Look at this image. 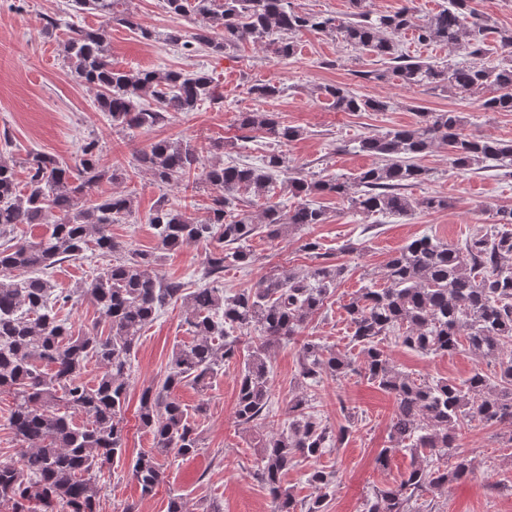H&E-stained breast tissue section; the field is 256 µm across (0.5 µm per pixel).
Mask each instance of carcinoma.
Wrapping results in <instances>:
<instances>
[{"instance_id": "cac0c4a2", "label": "carcinoma", "mask_w": 512, "mask_h": 512, "mask_svg": "<svg viewBox=\"0 0 512 512\" xmlns=\"http://www.w3.org/2000/svg\"><path fill=\"white\" fill-rule=\"evenodd\" d=\"M414 2L404 0L397 10L377 14L369 9L368 0H349L350 11L340 15L302 12L291 0H164V7L175 16L209 22L190 41L179 29L168 34L170 43L184 49L197 43L222 54L240 42L266 39L273 54L286 59L295 54L298 33L320 32L389 61L386 71L360 73L365 80L393 77L407 86L461 97L480 92L485 110L512 112V29L498 28L483 18L474 0H446L423 21ZM74 4L96 12L101 24L71 28L63 52L76 76L98 91V105L112 121L129 129H151L168 123L176 112H192L205 101L223 99L205 72L185 75L113 67L106 49L112 20L140 31L145 39L151 33L119 10L125 0ZM408 30L420 42L446 45L466 58L485 53L491 36L501 49V63L486 68L412 59L399 48L398 37ZM249 93L273 98L282 88L259 83ZM322 93L339 112L388 108L384 100L340 85L325 86ZM238 128L262 131L278 146L301 136L299 129L283 124L272 112H241ZM439 144L448 147V158L459 169L492 162L512 178V141L464 133L462 119L453 110H424L411 126L360 139V150L380 162L351 182L313 180L301 174L286 178L301 202L290 210L267 202L257 223L248 211L237 208V202L242 195L269 196L274 177L288 173L283 152L272 151L259 166L218 162L201 167L198 153L188 144L151 143L139 153L137 167L156 184H179L198 169L213 194L203 221L163 201L149 217L159 251L218 243L207 255L205 283L189 293L181 282L155 275V253L117 256L123 247L112 238L110 227L132 214L133 199L101 190L118 173L103 162L96 141L83 145L72 166L30 153L24 191L19 190L14 166L0 161V390L13 395L8 426L17 445L16 459L0 463V502L10 503L13 512H100L104 470L120 461L125 451L131 355L141 330L171 303L185 305L194 339L173 349L163 379L140 394L138 418L153 435V447L140 452L131 466L141 494L149 496L163 483L160 458H190L200 451V433L173 392L185 384L205 383L224 360L235 357L238 330L252 329L257 335L247 339L236 418L243 425H260L270 413L268 351L305 328L345 278L347 268L320 263L302 276L284 268L256 289L227 296L220 287L224 262L249 264L251 253L242 244L260 234L275 239L326 223L327 214L309 200L312 195L345 198L367 216L410 217L418 209L447 208L444 197L413 199L402 193L425 179L427 170L416 159ZM499 223L474 233L461 247L429 236L411 240L386 263V287L363 288L343 305L352 341L360 346L365 376L396 400L390 442L415 455L449 460L444 467L411 468L397 485L380 491L367 512H409L413 497L471 476L473 462L458 444L464 420L512 426V355L500 356L504 346L512 344V209L500 211ZM17 224H47L49 230L37 241L5 238ZM92 246L112 262L98 270L79 296L98 308L107 330L75 332L58 315L60 308L75 301L73 294L54 292L45 274L62 262L83 258ZM392 333L403 346L422 353L451 354L465 344L474 353L497 360V370L490 377L477 369L461 383L412 379L391 364L381 346ZM300 354L304 380L338 379L357 371L356 361L313 339L302 341ZM92 361L101 374L88 385L83 374ZM77 414L85 415L87 422L75 423ZM286 414L288 430L267 434L261 444L259 478L272 499L273 512H298L297 500L282 484L283 473L296 458L318 457L327 444L348 435L347 428L335 431L313 415L305 394L290 401Z\"/></svg>"}]
</instances>
